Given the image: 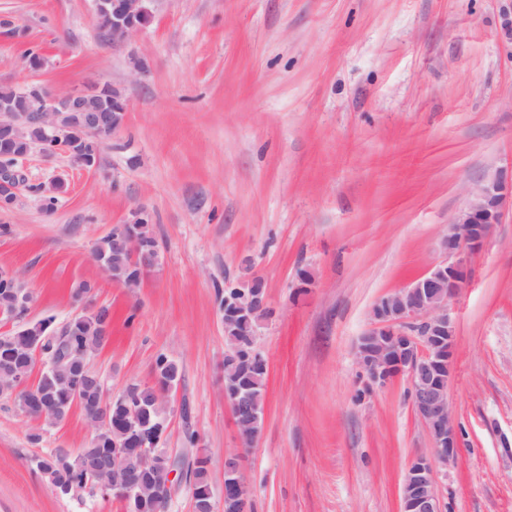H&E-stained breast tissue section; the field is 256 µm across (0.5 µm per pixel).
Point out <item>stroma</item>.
Returning <instances> with one entry per match:
<instances>
[{"mask_svg": "<svg viewBox=\"0 0 512 512\" xmlns=\"http://www.w3.org/2000/svg\"><path fill=\"white\" fill-rule=\"evenodd\" d=\"M506 0H153L128 43L101 37L95 0H0V86L57 94L108 84L122 125L92 168L33 150L25 186L0 208V273L33 295L0 336L82 308L112 312L90 359L107 397L176 359L163 442L193 429L223 492L240 440L224 402L218 292L245 271L274 310L259 329L265 424L245 457L254 512H400L412 458L430 440L399 376L367 388L356 361L371 310L445 258L440 241L476 187L512 172V36ZM44 59L30 70L22 52ZM63 181L54 210L34 186ZM143 209L158 266L113 281L94 249ZM451 302L448 400L455 464L443 512H512V211L464 257ZM94 431L80 409L55 424L0 396V512H125L98 493L58 495L35 457L77 455Z\"/></svg>", "mask_w": 512, "mask_h": 512, "instance_id": "35a3bbf8", "label": "stroma"}]
</instances>
